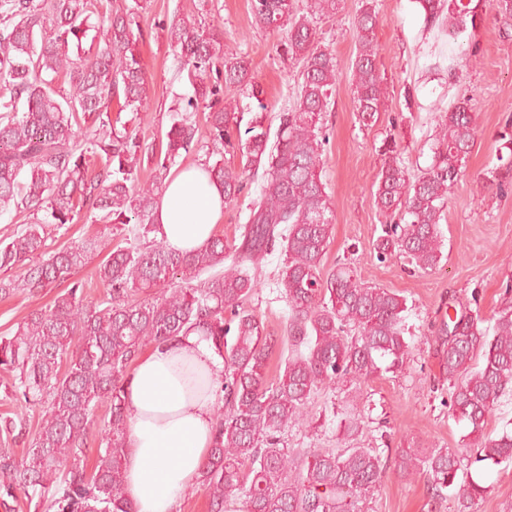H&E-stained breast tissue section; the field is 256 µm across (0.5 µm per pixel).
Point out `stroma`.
<instances>
[{
	"mask_svg": "<svg viewBox=\"0 0 512 512\" xmlns=\"http://www.w3.org/2000/svg\"><path fill=\"white\" fill-rule=\"evenodd\" d=\"M376 4L378 63L390 100L388 112L373 126L359 123L351 90L358 0H341L334 17L318 22L339 69L335 103L325 115L330 142L322 155V179L335 221L323 264L330 269L337 260H348L366 285L403 296L413 349L399 371L362 384L343 382L315 397L314 409L339 413L345 411L347 401H354L363 420L358 434L344 437L334 419L316 433L295 425L286 434L292 448L459 447L467 428L448 410V382L434 350V324L452 298L483 318H492L505 305L506 286L512 285V193L502 196L485 185L487 172L496 164L500 135L512 122V19L498 15L492 0H482L481 24L454 41L428 33L414 0H376ZM182 19L202 20L222 32L225 48L244 57L265 90V123L276 124L278 113L293 102L301 66L281 54V34L253 25L251 0H139L135 22L142 33L139 49L149 87V106L140 115L145 142H159L172 124L173 113L184 110L194 95L167 35L168 27ZM461 93L473 98L477 135L441 220V265L424 273L399 256L379 262L372 249L385 224L372 197L380 166L378 149L392 131L409 168L429 166L438 120L433 106ZM282 267L280 253L263 260L261 286L249 302L266 332L274 336L282 335L288 313L275 288ZM57 294L52 287L0 299V336L12 335L32 311L51 306ZM470 471L483 475L490 486L473 512H512V462L491 467L476 463ZM363 512L458 509L449 496L432 501L425 475L403 479L392 467L367 495Z\"/></svg>",
	"mask_w": 512,
	"mask_h": 512,
	"instance_id": "obj_1",
	"label": "stroma"
}]
</instances>
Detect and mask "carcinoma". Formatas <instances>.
<instances>
[{"mask_svg": "<svg viewBox=\"0 0 512 512\" xmlns=\"http://www.w3.org/2000/svg\"><path fill=\"white\" fill-rule=\"evenodd\" d=\"M340 0H310L309 14L293 0H252L259 28L286 32L284 54L301 63V82L279 115L275 136L251 105L224 101L236 90L264 111L263 89L246 61L224 52L223 37L195 22L175 23L168 34L181 68L207 102L212 150L239 152L238 169L218 159L207 170L224 203L238 201L248 181L259 180L238 241L216 235L202 249L179 254L157 237L155 212L167 163L198 145L191 116L174 121L165 148L156 151L121 121L140 112L148 79L139 55L141 32L132 27L134 6L109 8L98 0H0V208L31 217L26 229L0 243V271L29 262L21 279H0V295L70 287L53 305L31 313L14 335L0 336V370L12 376L17 411L0 432L22 436L25 411L40 408L39 429L16 456L0 448V507L15 512L18 496L45 512H134L125 496L123 459L128 414L124 384L147 346L194 332L213 342L224 359V403L215 410L212 448L199 472L210 512H362L389 464L388 448H288V426L313 423L315 395L349 378L368 380L401 369L410 355L406 301L385 288L365 285L348 262L326 272L323 258L334 210L320 168L329 141L324 114L336 90L338 64L313 18L336 15ZM426 24L450 39L482 21L475 0H416ZM97 22H91L92 16ZM376 0H360L355 22L357 52L351 86L357 118L373 126L388 108V90L377 62ZM70 77L63 94L53 87ZM120 114L108 117L113 100ZM472 98L451 101L438 121L432 163L413 176L395 138L379 147L381 166L372 185L374 203L387 220L373 242L381 262L403 256L422 271L443 257L440 220L477 133ZM95 130L84 129L88 122ZM486 182L512 191V133ZM144 155L155 156L151 184H140ZM99 167L90 169V159ZM103 224H122L132 239L111 250L98 269L106 289L87 299L72 279L88 257L106 248L94 235L48 251L46 228L73 223L81 211ZM285 257L276 288L288 305L284 335L265 332L246 302L259 288L256 265L274 251ZM436 352L448 376V410L467 426L461 448H401L404 476L425 474L437 498L448 491L471 508L489 486L468 474L467 447L478 461L512 462V432L487 434L488 417L512 395V306L494 321L459 309L436 329ZM278 357L279 374L268 375ZM106 406L97 461L84 465L96 410Z\"/></svg>", "mask_w": 512, "mask_h": 512, "instance_id": "cac0c4a2", "label": "carcinoma"}]
</instances>
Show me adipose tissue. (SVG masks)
<instances>
[{
    "label": "adipose tissue",
    "mask_w": 512,
    "mask_h": 512,
    "mask_svg": "<svg viewBox=\"0 0 512 512\" xmlns=\"http://www.w3.org/2000/svg\"><path fill=\"white\" fill-rule=\"evenodd\" d=\"M224 219V195L203 166L170 179L156 220L168 248H203ZM224 360L210 341L192 333L143 351L125 386L129 415L126 496L135 512H176L193 490L214 435Z\"/></svg>",
    "instance_id": "obj_1"
}]
</instances>
